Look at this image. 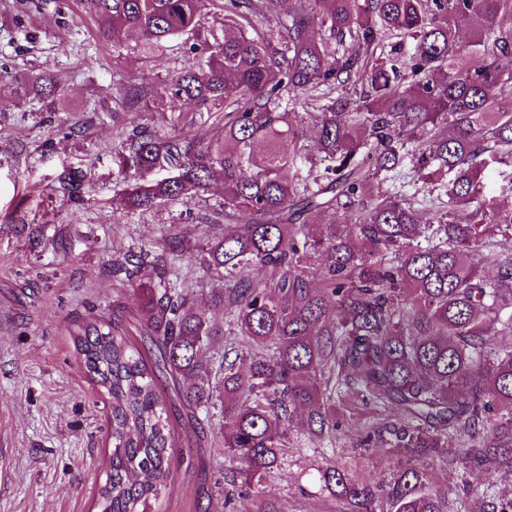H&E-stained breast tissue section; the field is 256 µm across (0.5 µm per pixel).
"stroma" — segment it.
Masks as SVG:
<instances>
[{
	"mask_svg": "<svg viewBox=\"0 0 512 512\" xmlns=\"http://www.w3.org/2000/svg\"><path fill=\"white\" fill-rule=\"evenodd\" d=\"M94 22L81 0H0V512H97L109 467L110 410L83 371L69 331L75 320L101 315L141 343L147 327L135 282L116 271L125 253L170 256L179 277L195 282L191 303L208 309L217 330L211 350L223 352L230 330L214 295L222 277L203 272L195 256L206 243L202 217L222 199L213 184L205 202L127 212L113 205L126 180L115 163L120 134L133 121L167 127L169 108L148 100L141 112L113 109V81L154 82L178 69L182 50L151 62L133 52L94 45ZM49 71L65 90L58 120L15 91L18 79ZM78 171L86 189L73 200L57 192L59 178ZM332 437L290 435L281 464L254 505L283 512H346L322 491L316 469L357 462L356 473L387 483L396 454L360 445L368 414L337 407ZM174 479L155 512H228L219 409L170 403Z\"/></svg>",
	"mask_w": 512,
	"mask_h": 512,
	"instance_id": "obj_1",
	"label": "stroma"
}]
</instances>
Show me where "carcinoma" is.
Listing matches in <instances>:
<instances>
[{"instance_id": "carcinoma-1", "label": "carcinoma", "mask_w": 512, "mask_h": 512, "mask_svg": "<svg viewBox=\"0 0 512 512\" xmlns=\"http://www.w3.org/2000/svg\"><path fill=\"white\" fill-rule=\"evenodd\" d=\"M97 42L119 32L149 58L175 40L191 61L157 84L119 77L116 112L154 93L213 122L207 140L134 124L121 171L137 183L118 204L150 210L200 201V267L232 283L215 305L247 346L221 361L224 501L253 512L243 488L280 465L288 436L336 431V402L381 416L363 442L399 451L382 486L317 468L351 512H463L432 489L436 462L483 470L467 493L484 512H512V207L483 190L482 171L512 164V0H85ZM224 13L220 29L209 16ZM268 22L256 31L253 18ZM472 26L458 28L457 19ZM398 42L385 53L384 42ZM480 62L474 64L470 55ZM55 112L60 83L19 81ZM359 90L361 111L334 97ZM323 101L290 112L282 100ZM304 156L323 169L288 179ZM61 192L81 197L68 175ZM432 221L420 220L421 212ZM254 268L270 271L264 284ZM143 319L154 356L119 327L88 317L70 329L87 376L107 396L110 469L99 512H153L173 479L167 375L184 405L209 408L210 317L170 286L156 261Z\"/></svg>"}]
</instances>
